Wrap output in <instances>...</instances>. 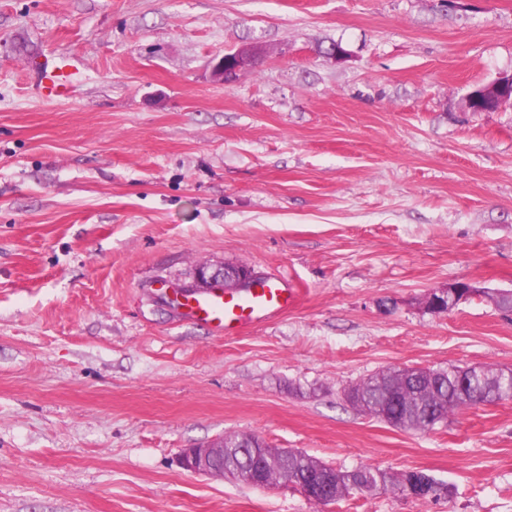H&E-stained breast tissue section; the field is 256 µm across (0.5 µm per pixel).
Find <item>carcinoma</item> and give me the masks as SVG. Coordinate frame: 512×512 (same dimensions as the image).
Segmentation results:
<instances>
[{"mask_svg": "<svg viewBox=\"0 0 512 512\" xmlns=\"http://www.w3.org/2000/svg\"><path fill=\"white\" fill-rule=\"evenodd\" d=\"M350 406L359 413L414 433L448 423L465 409L512 399V386L493 372L462 369L387 368L347 390ZM239 435L224 437V470L250 484L254 456L264 462L260 479L273 486L286 479L315 505L334 504L352 494L373 495L390 490L416 500L452 495L450 486L424 470L390 473L369 466L336 469L303 452L273 448L262 438L241 446Z\"/></svg>", "mask_w": 512, "mask_h": 512, "instance_id": "cac0c4a2", "label": "carcinoma"}]
</instances>
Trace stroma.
Masks as SVG:
<instances>
[{
  "instance_id": "1",
  "label": "stroma",
  "mask_w": 512,
  "mask_h": 512,
  "mask_svg": "<svg viewBox=\"0 0 512 512\" xmlns=\"http://www.w3.org/2000/svg\"><path fill=\"white\" fill-rule=\"evenodd\" d=\"M36 58L68 63L66 97L35 92ZM506 72L512 0H0V512H512V400L413 434L341 395L512 369V312L423 305L512 289V105L463 104ZM202 264L298 303L212 335L157 299ZM249 434L453 494L323 507L180 465ZM262 56L257 46H245L224 53L213 66V75L219 81L228 83L238 76L240 72L248 69ZM465 288H470L469 283L460 282L453 286L448 287V289L440 290L438 293L430 294L426 299L427 305H441L442 302L439 298L448 301V311L455 308L461 301L466 300L475 294L473 289L465 290Z\"/></svg>"
}]
</instances>
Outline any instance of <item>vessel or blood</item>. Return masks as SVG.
Here are the masks:
<instances>
[{
  "instance_id": "1",
  "label": "vessel or blood",
  "mask_w": 512,
  "mask_h": 512,
  "mask_svg": "<svg viewBox=\"0 0 512 512\" xmlns=\"http://www.w3.org/2000/svg\"><path fill=\"white\" fill-rule=\"evenodd\" d=\"M33 73L36 88L42 97L57 99L66 95L68 87L64 73L54 72L43 64L35 67ZM295 299L294 289L289 288L282 277L269 275L263 277L257 288L251 291L227 296L191 294L180 300L179 305L186 317L229 334L286 312Z\"/></svg>"
}]
</instances>
